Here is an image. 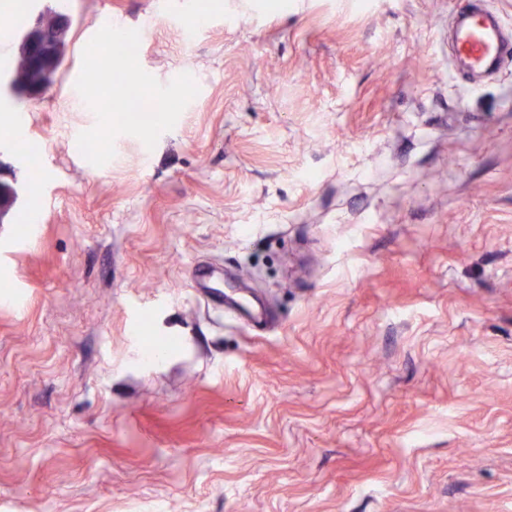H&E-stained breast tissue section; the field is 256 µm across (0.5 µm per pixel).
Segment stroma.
I'll return each mask as SVG.
<instances>
[{
  "mask_svg": "<svg viewBox=\"0 0 512 512\" xmlns=\"http://www.w3.org/2000/svg\"><path fill=\"white\" fill-rule=\"evenodd\" d=\"M467 3L28 0L12 39L71 27L0 89V512H512V60L456 76ZM111 34L159 123L93 84ZM60 12L50 7L46 9V18L42 22L44 32L40 24L41 16H38L35 21L29 25L22 34V39L26 43L32 58L36 63L50 73L56 66L58 60L57 70L61 67L68 53V32L69 28H62L70 26V19L66 16H60ZM59 17V24L57 18ZM52 43L55 53L52 52L47 39ZM57 60H56V56ZM55 74L43 76L38 73L30 60L26 46L20 41L12 71L13 84L18 88L17 94H28V89H36L46 82V90L51 88L55 82ZM188 275L193 292L199 286L200 288H209L213 297L223 298L224 306L221 307L222 312L235 319H240L241 313L247 308L249 302L246 297L233 299L224 294L221 289L224 288V278L221 271L215 269L207 270L203 265L194 264L188 268Z\"/></svg>",
  "mask_w": 512,
  "mask_h": 512,
  "instance_id": "obj_1",
  "label": "stroma"
}]
</instances>
